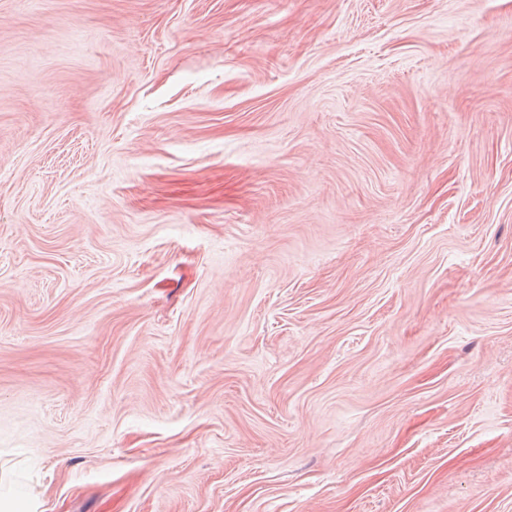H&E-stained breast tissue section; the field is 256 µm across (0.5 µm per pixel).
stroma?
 Listing matches in <instances>:
<instances>
[{"label":"stroma","mask_w":512,"mask_h":512,"mask_svg":"<svg viewBox=\"0 0 512 512\" xmlns=\"http://www.w3.org/2000/svg\"><path fill=\"white\" fill-rule=\"evenodd\" d=\"M0 478L512 512V0H0Z\"/></svg>","instance_id":"stroma-1"}]
</instances>
